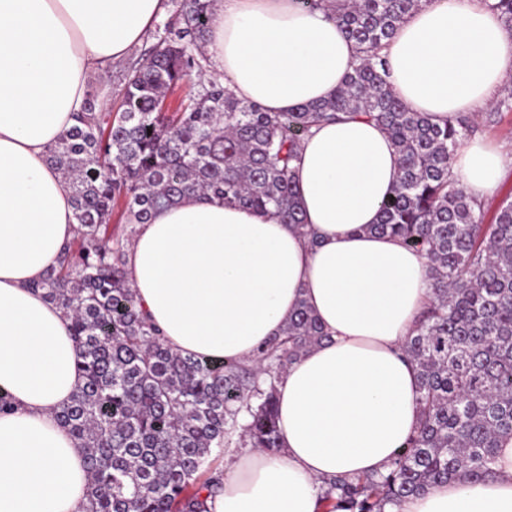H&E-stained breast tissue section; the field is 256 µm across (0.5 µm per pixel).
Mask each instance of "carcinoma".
I'll use <instances>...</instances> for the list:
<instances>
[{
  "instance_id": "cac0c4a2",
  "label": "carcinoma",
  "mask_w": 512,
  "mask_h": 512,
  "mask_svg": "<svg viewBox=\"0 0 512 512\" xmlns=\"http://www.w3.org/2000/svg\"><path fill=\"white\" fill-rule=\"evenodd\" d=\"M429 0H350L336 15L360 48L336 95L290 112H267L216 79L167 101L207 71L211 0H184L128 64L117 109L88 96L77 124L48 151L70 181L78 224L56 265L34 288L70 320L83 384L57 418L86 449L84 512H210L224 485L213 452L281 448L276 384L328 338L305 302L255 364L184 356L146 315L125 259L137 226L190 192L215 196L285 224H304L293 176L312 127L342 114L381 125L401 175L366 232L392 235L427 258L434 300L405 351L423 404L403 453L384 474L322 481L323 512H385L397 499L492 473L512 438V200L486 219L450 179L470 119L439 125L406 107L387 80L385 41ZM512 29V0H491ZM512 113V86L494 111ZM123 207L124 223H112Z\"/></svg>"
}]
</instances>
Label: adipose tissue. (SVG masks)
<instances>
[{"mask_svg": "<svg viewBox=\"0 0 512 512\" xmlns=\"http://www.w3.org/2000/svg\"><path fill=\"white\" fill-rule=\"evenodd\" d=\"M167 0H0V512H82L86 453L58 421L82 378L70 321L35 283L76 234L71 185L47 152L74 124L90 75L125 60ZM345 0H213L209 72L268 112L332 97L358 47L336 24ZM389 81L414 111L455 121L512 78V31L484 0H428L385 43ZM512 148L465 140L452 180L473 200L495 192ZM400 177L386 131L361 117L325 121L299 147L305 223L185 195L140 225L128 278L166 344L184 355L251 361L306 302L328 341L277 385L282 447L224 467L211 512H321L334 475L387 472L421 416L404 353L431 294L428 262L367 233ZM385 512H512V438L492 474L403 498Z\"/></svg>", "mask_w": 512, "mask_h": 512, "instance_id": "ef3b65f1", "label": "adipose tissue"}]
</instances>
